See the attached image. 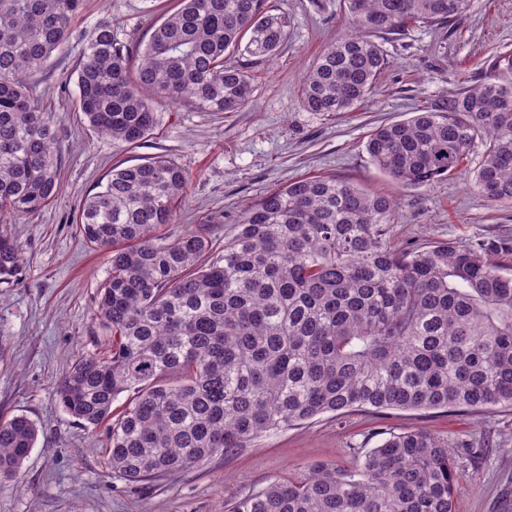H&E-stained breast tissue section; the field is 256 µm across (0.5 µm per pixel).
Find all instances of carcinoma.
I'll return each instance as SVG.
<instances>
[{
  "mask_svg": "<svg viewBox=\"0 0 512 512\" xmlns=\"http://www.w3.org/2000/svg\"><path fill=\"white\" fill-rule=\"evenodd\" d=\"M83 0H0V224L58 195L51 113L26 83L62 50ZM470 0H346L347 30L301 84L309 112H353L388 65L376 40L439 26ZM288 14L268 0H177L132 53L110 17L89 31L78 107L121 150L152 135L148 99L201 112L248 104L251 77L230 54L270 60ZM366 150L406 189L453 174L473 153V189L512 202V81L489 78L378 126ZM184 170L164 157L115 167L79 214L83 241L111 253L97 320L110 349L76 360L56 384L62 409L108 426L109 471L173 478L279 429L355 409L512 406V275L477 245H391L396 201L330 176L288 182L243 210L224 250L206 225L171 237ZM22 247L0 230V288L18 281ZM126 395L123 409L113 404ZM38 438L25 415L0 418V489ZM448 438L392 434L350 470L316 465L273 480L224 512H455Z\"/></svg>",
  "mask_w": 512,
  "mask_h": 512,
  "instance_id": "1",
  "label": "carcinoma"
}]
</instances>
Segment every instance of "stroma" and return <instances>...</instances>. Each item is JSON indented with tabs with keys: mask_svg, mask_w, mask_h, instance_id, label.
I'll return each instance as SVG.
<instances>
[{
	"mask_svg": "<svg viewBox=\"0 0 512 512\" xmlns=\"http://www.w3.org/2000/svg\"><path fill=\"white\" fill-rule=\"evenodd\" d=\"M173 5L174 0H84L66 49L27 79L58 128L60 192L40 212L7 227L23 249L24 265L20 279L0 294V417L25 415L39 433L17 487L0 491V512H224L226 502L270 480L302 478L317 464L352 468L390 434L417 428L459 446L456 512H512V406L324 414L177 478L133 485L105 466L106 428L84 427L62 410L59 378L74 361L108 343L95 308L110 255L84 243L77 217L82 201L115 165L157 156L177 162L189 186L175 228L208 224L219 243L260 195L294 179L332 175L396 201L390 234L397 247L482 243L494 259L512 260V203L472 193V165L433 186L408 190L382 173L366 151L377 126L408 118L489 76L496 54L512 50V0H471L469 11L448 26L384 36L389 65L375 91L357 111L337 116L304 109L301 77L345 30L344 2L281 0L290 27L275 60L230 58L252 78L246 108L200 112L187 104H160L147 142L115 150L78 110L76 65L84 36L107 14L119 39L142 45Z\"/></svg>",
	"mask_w": 512,
	"mask_h": 512,
	"instance_id": "obj_1",
	"label": "stroma"
}]
</instances>
